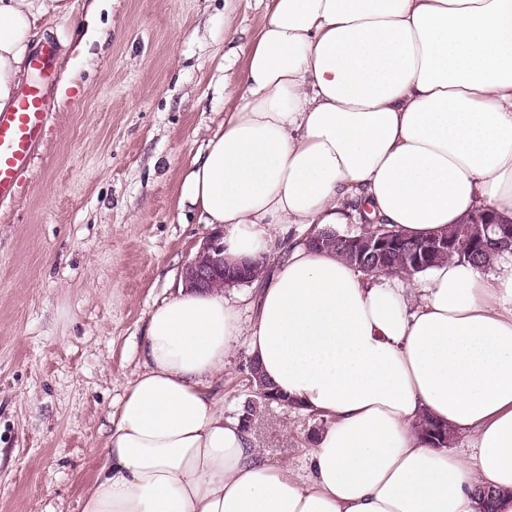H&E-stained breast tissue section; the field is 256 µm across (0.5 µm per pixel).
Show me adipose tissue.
I'll return each instance as SVG.
<instances>
[{"instance_id": "obj_1", "label": "adipose tissue", "mask_w": 512, "mask_h": 512, "mask_svg": "<svg viewBox=\"0 0 512 512\" xmlns=\"http://www.w3.org/2000/svg\"><path fill=\"white\" fill-rule=\"evenodd\" d=\"M63 0H0V109ZM245 91L184 175L180 206L263 253L271 227L388 224L430 237L512 219V0H269ZM156 306L81 512H512V255L368 277L290 242L254 282ZM245 340L324 427L298 480L225 418L210 381ZM466 433L457 457L422 417Z\"/></svg>"}]
</instances>
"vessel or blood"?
I'll return each mask as SVG.
<instances>
[{"mask_svg":"<svg viewBox=\"0 0 512 512\" xmlns=\"http://www.w3.org/2000/svg\"><path fill=\"white\" fill-rule=\"evenodd\" d=\"M49 112L45 93L35 87L12 107L0 110V200L11 197L43 140Z\"/></svg>","mask_w":512,"mask_h":512,"instance_id":"1","label":"vessel or blood"}]
</instances>
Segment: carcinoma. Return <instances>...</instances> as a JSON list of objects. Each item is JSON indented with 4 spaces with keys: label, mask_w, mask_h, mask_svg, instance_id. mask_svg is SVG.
Returning <instances> with one entry per match:
<instances>
[{
    "label": "carcinoma",
    "mask_w": 512,
    "mask_h": 512,
    "mask_svg": "<svg viewBox=\"0 0 512 512\" xmlns=\"http://www.w3.org/2000/svg\"><path fill=\"white\" fill-rule=\"evenodd\" d=\"M311 233L323 239L321 249L332 251L337 256L353 265L365 274H405L413 275L423 272L437 262L448 261L468 263L477 266L492 267L498 257L512 253V247H500L486 239L479 238L474 224H457L448 228L444 237L455 242V247L431 252L423 257L422 262L413 261L412 254L420 249H427L431 241H419L405 238L397 230L386 224H364L356 232H340L334 228H314ZM349 239H385L394 243L391 249L377 255L358 252L345 245ZM243 372L248 381L252 398L245 401L239 420L244 428H251V422L258 410L267 405H288V397L266 382L254 359L247 361ZM421 431L429 444L436 448H446L452 439V433L445 424L427 418L420 423Z\"/></svg>",
    "instance_id": "obj_1"
}]
</instances>
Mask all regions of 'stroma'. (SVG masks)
<instances>
[{"label":"stroma","instance_id":"35a3bbf8","mask_svg":"<svg viewBox=\"0 0 512 512\" xmlns=\"http://www.w3.org/2000/svg\"><path fill=\"white\" fill-rule=\"evenodd\" d=\"M91 3L52 23L46 132L0 202V512H80L148 316L212 232L179 209L180 185L244 90L267 0H109L104 48L71 73ZM249 358L238 344L213 381L225 416L248 395ZM321 426L272 405L252 433L301 477Z\"/></svg>","mask_w":512,"mask_h":512}]
</instances>
